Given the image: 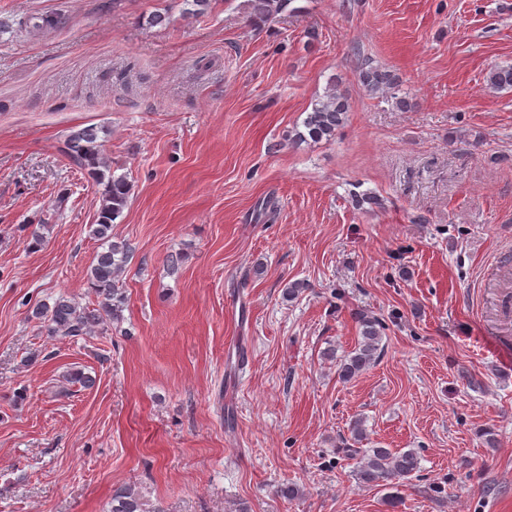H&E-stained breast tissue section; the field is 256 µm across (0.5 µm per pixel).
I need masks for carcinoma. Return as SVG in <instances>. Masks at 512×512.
<instances>
[{
    "mask_svg": "<svg viewBox=\"0 0 512 512\" xmlns=\"http://www.w3.org/2000/svg\"><path fill=\"white\" fill-rule=\"evenodd\" d=\"M290 0H254L252 20L265 22L273 11H282ZM358 80L372 93L389 96L397 102L398 80L390 71L370 67L358 73ZM489 88L512 89V65L494 66L486 74ZM349 110L347 101L334 90L315 101L311 111L302 122L303 130L296 132V140L320 142L330 140L345 119ZM63 153L74 166L86 171L97 183L104 184L102 204L97 214L93 235L108 243L106 250L97 254L96 263L88 273V283L97 298L96 307L90 309L80 305L73 297L60 295L53 303L34 307L32 316L43 321L46 334L52 338L71 341L92 335L108 321L120 317L124 304V292L120 278L125 271L131 249L123 240L113 239L112 223L126 206L131 184L124 177L104 179L103 168L107 167L103 144L98 142L95 129L85 127L68 135ZM359 326V339L353 349L327 356L336 362L337 372L345 381L351 380L373 366L379 359L386 325L382 319L367 310L355 313ZM366 439L363 422L357 420L351 428V443L345 444L346 455L356 461L353 470L358 483L365 486H388L395 488L410 479L420 469V458L412 450L393 448H359L357 444ZM111 512H165L158 503L145 498L132 488L116 491L112 495Z\"/></svg>",
    "mask_w": 512,
    "mask_h": 512,
    "instance_id": "obj_1",
    "label": "carcinoma"
}]
</instances>
